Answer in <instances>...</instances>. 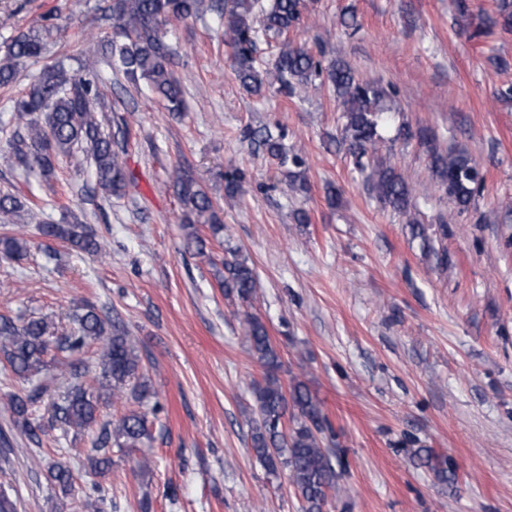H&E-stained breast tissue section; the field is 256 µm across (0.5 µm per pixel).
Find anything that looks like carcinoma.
<instances>
[{"label": "carcinoma", "mask_w": 512, "mask_h": 512, "mask_svg": "<svg viewBox=\"0 0 512 512\" xmlns=\"http://www.w3.org/2000/svg\"><path fill=\"white\" fill-rule=\"evenodd\" d=\"M315 0H271L266 7L258 0H224V44L231 48L235 76L250 94L260 95L267 87L277 94L299 98L309 85L321 79L332 89L341 110L340 140L353 158L355 168L367 173L369 194L382 205L406 218L411 238L419 241L422 251L433 258L435 266L448 271L450 261L444 249L435 242L448 237L450 219L444 213L437 223L424 224L413 212L415 186L409 176L377 153L382 139L381 128L387 109L383 101L392 92L371 80L358 77L354 66L344 58L328 63L317 58L303 44L290 38ZM203 0H112L108 10L112 16V38L104 43L90 42L84 53L101 56L130 81H144L171 112L184 110L183 89L173 69L176 50L166 42L164 27L172 20L196 18L202 12ZM280 42L271 67L255 65L256 28ZM512 32V0H494L493 14L485 15L484 26L474 35L491 34L495 29ZM52 28L41 26L21 31L5 45L0 58V88L12 87L17 79V64L39 58ZM17 124L7 142L10 157L28 171H36L47 182L55 178V161L69 159L76 171H93L94 190L108 200L125 195L128 176L122 158V144L127 138L125 123L109 127L106 113L112 111L96 82L70 73L58 61L43 68L39 76L13 99ZM244 137L254 142L286 170L288 185L307 191L304 176L306 161L298 153L284 147L283 134L268 128H247ZM395 138L404 142L417 140L427 146L429 170L437 188L463 211L483 187V175L468 153L456 148L446 150L434 145L431 134L402 123ZM245 174L239 168L224 173V200L236 202ZM170 185L185 208L184 246L216 265L207 241L196 225L209 224L213 233L221 230L216 223L214 202L193 170L181 164L172 169ZM34 203L21 196V191L0 193V226L12 225L13 233L0 234V260L20 261L30 249L24 217L30 215ZM38 231L47 240L63 241L90 255L101 253L102 246L94 231L68 211L57 224H40ZM224 275L220 285L224 295L242 303L252 299L257 288V274L245 258L231 247L224 249L221 259ZM243 335L252 355L264 369L263 382L253 386L256 408L252 420L251 444L256 458L272 474L285 469L295 488L304 512H324L333 497L341 496L340 479L346 468L342 454L324 446L329 430L319 405L306 385L293 379L284 387L278 377L279 354L266 325L246 312L241 323ZM98 343L99 388L85 386L72 374L74 382L56 395L48 424L33 418V407L40 398L37 388L18 391L8 396L6 406L14 423L37 440L45 428L60 426L63 434L79 436L97 425L101 408L109 398L131 397L144 404L151 397L141 373V358L135 339L119 321L101 314L93 304H85L73 314V328L59 331L45 317L13 318L0 315V354L12 372L23 380L38 376L47 366L44 356L49 347L63 354L68 368L75 367L73 358L90 345ZM146 414L132 411L115 422L106 421L90 448L89 468L103 474L112 468V453L135 448L147 437ZM413 457L428 468L440 484L456 483L455 469L448 457L431 448H417ZM49 479L63 497H81L90 508L99 499L97 485L80 488L75 485L71 469L55 464Z\"/></svg>", "instance_id": "1"}]
</instances>
